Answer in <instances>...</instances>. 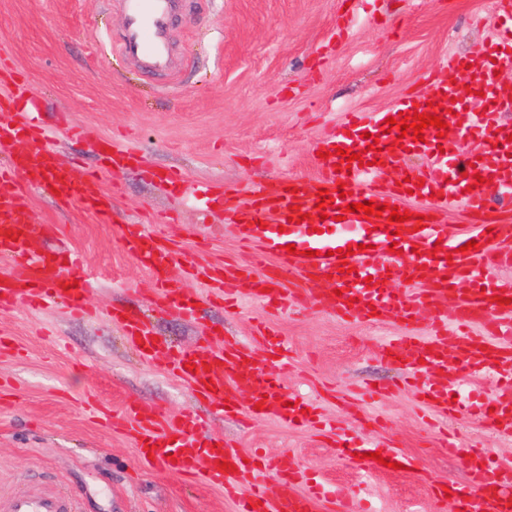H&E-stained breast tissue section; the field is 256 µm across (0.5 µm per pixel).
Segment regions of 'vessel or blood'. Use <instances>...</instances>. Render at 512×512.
I'll list each match as a JSON object with an SVG mask.
<instances>
[{
    "label": "vessel or blood",
    "mask_w": 512,
    "mask_h": 512,
    "mask_svg": "<svg viewBox=\"0 0 512 512\" xmlns=\"http://www.w3.org/2000/svg\"><path fill=\"white\" fill-rule=\"evenodd\" d=\"M503 17L511 24L477 55H452L444 71L428 75L423 89L401 98L389 113L349 112L316 148L317 176L310 184L291 192L286 181L250 190L247 200L225 194L211 185H188L178 171H166L164 184L189 190L202 208L223 206L239 240L252 247L248 261L234 265H187L186 273L207 282L222 296L250 294L274 310L310 303L338 319L355 316L378 318L382 323L404 325L406 334L390 336L382 343L386 357H399L410 371L406 379L431 411L454 417L462 409L448 386L463 376L492 373L498 384L490 398L474 410L477 418L497 435L512 437V282L492 277L498 267L512 265V224L494 215L489 196L497 189H512V124L502 122L500 108L512 101V82L497 76L499 64L512 62V0H500ZM124 29L120 50L145 61L151 71H170L174 65L165 51L177 0H121ZM466 79L480 92V102L459 99L457 79ZM41 103L24 82H14L11 91L0 94V151L10 152L8 167L0 166V258L13 261L17 274H0V311L17 304L43 307L61 299L76 313L83 312L89 280L78 258L67 251L34 250L37 237L48 235L49 226L33 224L29 193L57 189L60 204L82 203L103 223L112 220V196L101 187V173L126 170L136 165L133 152L106 140L102 170L73 174L61 165L39 120ZM430 113L442 116L478 141L479 152L466 151L426 127L421 141L388 128L386 117L399 113ZM355 153L354 161L335 156L336 148ZM427 156L433 163L406 169L408 185H396L391 166L409 156ZM484 184H477V177ZM328 191L332 206L319 209L318 191ZM369 201L408 210L409 221L397 224L387 217H367L350 211V204ZM462 207L472 217L471 228L449 231L442 216ZM121 241L125 250L155 275L152 299L188 320L197 309L192 295L169 278L175 251L167 236L147 224H128ZM475 249H468V242ZM296 253H287V245ZM398 253H390L391 245ZM354 254H347V247ZM274 267H267V257ZM303 281L300 290L288 289L292 276ZM509 301L497 304L495 295ZM140 356L161 361L167 373L186 380L195 396L212 409L235 417H263L288 426L311 427L317 420L308 399L293 398L284 406V391L272 365L250 362L245 344L226 343L222 334L209 342L174 349L155 338L140 315L111 311ZM268 356L288 358V341L274 330L257 331ZM249 391L253 403L241 406L240 391ZM89 410L113 426H121L135 441L144 467L179 477L198 478L224 489L235 498V512H316L318 492L297 491L298 473L287 459L275 466L276 488L266 482V468L257 455L243 453L223 436L204 431L203 416L189 410L169 419L147 403L129 404L122 413L97 401ZM381 460H372L373 452ZM449 454L460 455L468 478L450 483L455 512H512V469L492 467L485 449L473 455L459 454L449 445ZM344 457L357 465L384 472L385 462H398L405 469L413 464L398 451L379 448L370 437L344 443ZM232 470H225V463ZM248 484L237 495L240 484ZM6 512H73L67 497L45 490L36 495L13 497Z\"/></svg>",
    "instance_id": "1"
}]
</instances>
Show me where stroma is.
I'll return each mask as SVG.
<instances>
[{
    "label": "stroma",
    "mask_w": 512,
    "mask_h": 512,
    "mask_svg": "<svg viewBox=\"0 0 512 512\" xmlns=\"http://www.w3.org/2000/svg\"><path fill=\"white\" fill-rule=\"evenodd\" d=\"M343 12L344 0H183L169 28L178 66L156 75L120 52L119 0H0L10 66L27 74L46 112L67 113L84 132H57L61 163L97 166L99 141L107 137L140 157L137 168L103 178L113 194L111 223L30 196L33 223L52 233L38 248L78 255L94 280L86 304L98 315L22 303L0 313V332L16 348L0 355V505L48 485L69 496L77 512H234L220 488L142 468L129 436L86 414L90 398L116 412L146 402L170 417L196 406L183 381L137 357L109 322L106 311L120 307L142 312L166 342L189 347L218 328L224 338L250 344L260 360L266 350L252 333L262 323L276 326L291 345L282 387L316 402L339 433L325 437L267 418L243 427L217 415L207 429L247 454L289 456L302 474L351 499L355 512H454L433 489L466 476L460 458L439 446L443 428L461 448L486 449L491 464L512 467V439L466 415L450 423L431 418L416 394L399 386L402 369L383 357L381 344L402 326L340 321L310 304L275 311L249 298L231 311L201 303L188 321L176 310L149 307L154 281L121 245L123 225L151 216L180 249L171 278L189 262L239 259L223 208L201 210L152 172L174 167L190 183L220 184L229 193L289 177L311 182L314 145L346 113L391 108L450 55L486 49L503 22L496 0H355L340 38ZM170 214L175 223H166ZM374 385L382 395L351 400L354 390ZM347 433H368L382 447L417 456V471L354 466L336 449Z\"/></svg>",
    "instance_id": "obj_1"
}]
</instances>
